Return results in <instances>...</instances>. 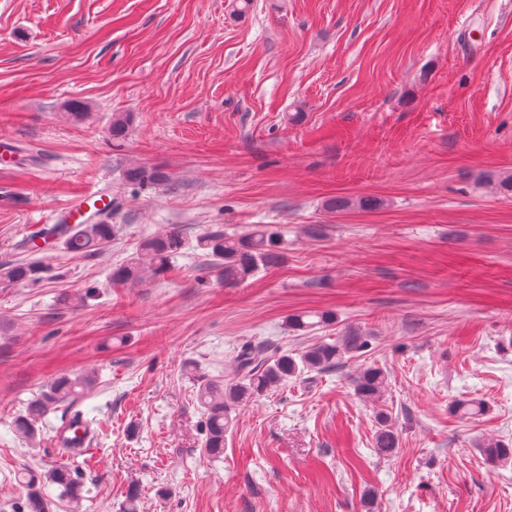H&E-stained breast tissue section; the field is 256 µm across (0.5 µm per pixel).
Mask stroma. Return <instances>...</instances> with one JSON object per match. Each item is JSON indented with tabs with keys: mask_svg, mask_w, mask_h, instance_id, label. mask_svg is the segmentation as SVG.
Returning a JSON list of instances; mask_svg holds the SVG:
<instances>
[{
	"mask_svg": "<svg viewBox=\"0 0 512 512\" xmlns=\"http://www.w3.org/2000/svg\"><path fill=\"white\" fill-rule=\"evenodd\" d=\"M1 137L0 264L37 259L85 194L111 196L118 233L0 285V512H20L19 473L65 462L82 491L43 484L51 512H123L132 491L137 512H512V465L480 451L512 442V195L478 181L512 173V0H0ZM134 166L166 178L128 182ZM337 196L380 205L328 210ZM255 224L282 259L227 286L196 240ZM172 225L170 269L114 285ZM317 312L332 323L288 325ZM350 330L369 350L238 406L223 455L202 453L197 390L234 377L242 344ZM370 364L388 374L375 403L353 384ZM63 373L96 377L75 458L54 444L70 412L16 427ZM472 398L482 415L453 412ZM382 412L392 458L373 449Z\"/></svg>",
	"mask_w": 512,
	"mask_h": 512,
	"instance_id": "35a3bbf8",
	"label": "stroma"
}]
</instances>
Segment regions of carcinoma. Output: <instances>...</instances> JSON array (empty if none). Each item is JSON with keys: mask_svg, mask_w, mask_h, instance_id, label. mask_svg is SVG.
<instances>
[{"mask_svg": "<svg viewBox=\"0 0 512 512\" xmlns=\"http://www.w3.org/2000/svg\"><path fill=\"white\" fill-rule=\"evenodd\" d=\"M130 181L139 184H152L165 179L162 172L154 168L135 167L127 172ZM380 205L372 197H338L331 199L326 206L331 211H346L354 208L368 209ZM117 233L113 224H53L44 228L45 237L59 236L63 239L66 251L93 257L112 245ZM185 247L181 231L172 226L164 233L145 238L128 262L112 270V281L122 285H137L147 276L163 273L171 260ZM196 247L209 256L214 264L224 272V284L233 286L246 281L262 268L278 263V238L267 225H257L240 236L229 235L217 228L197 239ZM54 257L44 256L36 261H19L0 265V283L14 284L35 282L50 271ZM308 315L297 314L288 319L295 331L314 330L329 324L330 317L325 313ZM368 340L360 333L351 331L336 343H322L312 346L297 355L280 354L267 358L251 345H244L236 355L237 377L231 382L207 381L199 387L197 400L204 411L205 420L202 441L203 453L219 457L224 454V436L231 427L230 414L234 407L252 401L267 392L280 387L292 378L321 370L329 371L343 363L345 356L363 350ZM93 384L88 374L74 377L61 376L50 382L31 401L27 415L18 421V426L29 436L35 434V423L48 412L64 405H70ZM388 387L386 371L369 365L359 371L354 379L355 393L364 401H375L382 397ZM453 411L466 417L483 414L485 404L475 399H460L453 404ZM378 430L375 436V450L385 457L397 453L399 439L385 415L378 416ZM482 451L493 463L505 464L512 461V448L500 442H489ZM49 479L63 489L74 494L79 490L77 478L70 468L59 465L48 474ZM37 477L25 472L19 482L30 488L24 501L22 512H50V506L37 491L32 489Z\"/></svg>", "mask_w": 512, "mask_h": 512, "instance_id": "1", "label": "carcinoma"}]
</instances>
